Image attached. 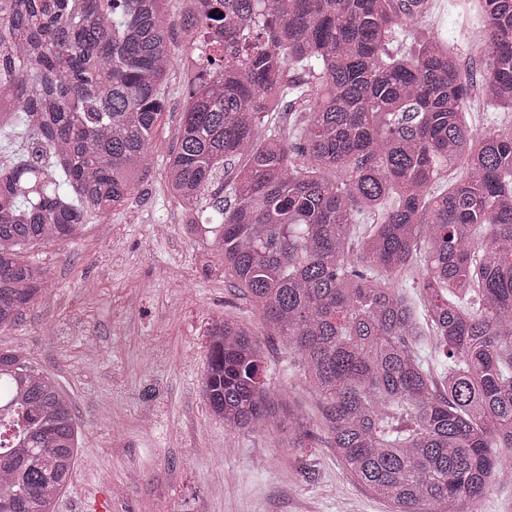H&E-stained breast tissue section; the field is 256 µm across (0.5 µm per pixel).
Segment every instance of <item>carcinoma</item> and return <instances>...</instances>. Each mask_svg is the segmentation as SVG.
<instances>
[{"instance_id":"1","label":"carcinoma","mask_w":512,"mask_h":512,"mask_svg":"<svg viewBox=\"0 0 512 512\" xmlns=\"http://www.w3.org/2000/svg\"><path fill=\"white\" fill-rule=\"evenodd\" d=\"M165 2L0 0L1 329L51 284L25 250L131 204L175 63ZM182 2L183 44L209 50L168 193L262 320L209 323L212 414L302 447V410L266 382L259 337H275L353 480L392 512H463L512 471V135L465 123L471 85L442 37L389 54L422 0ZM482 11L481 92L512 109V0ZM295 104L309 117L292 145L271 116ZM462 162L467 178L434 190ZM2 406L0 512H54L79 450L72 404L15 346Z\"/></svg>"}]
</instances>
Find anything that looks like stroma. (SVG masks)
I'll use <instances>...</instances> for the list:
<instances>
[{
  "label": "stroma",
  "instance_id": "stroma-1",
  "mask_svg": "<svg viewBox=\"0 0 512 512\" xmlns=\"http://www.w3.org/2000/svg\"><path fill=\"white\" fill-rule=\"evenodd\" d=\"M421 30L457 48L465 73L486 50L478 0H426ZM167 106L149 146L150 165L130 208L88 218L71 243L45 241L30 257L49 267L52 285L0 347L25 346L32 364L71 401L80 450L56 512H390L350 479L330 448L317 397L288 372V349L265 340L268 380L291 392L309 421L306 447L284 432H226L202 394L206 327L216 313L259 326V313L219 266L183 232L164 183L177 142L187 82L172 69ZM153 408L155 425L139 417ZM232 446L215 460L210 448ZM233 481H225V473Z\"/></svg>",
  "mask_w": 512,
  "mask_h": 512
}]
</instances>
